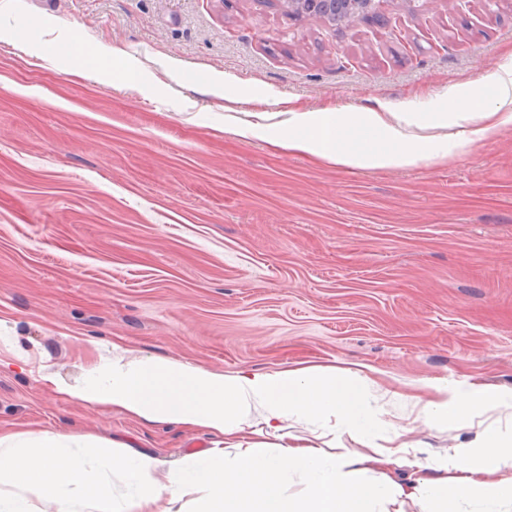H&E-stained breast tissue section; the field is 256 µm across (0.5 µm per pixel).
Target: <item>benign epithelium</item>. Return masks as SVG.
<instances>
[{
	"instance_id": "1",
	"label": "benign epithelium",
	"mask_w": 512,
	"mask_h": 512,
	"mask_svg": "<svg viewBox=\"0 0 512 512\" xmlns=\"http://www.w3.org/2000/svg\"><path fill=\"white\" fill-rule=\"evenodd\" d=\"M291 14L314 15L338 26L349 28L367 18L388 30L396 38L402 37L398 27L383 11L384 0H278Z\"/></svg>"
}]
</instances>
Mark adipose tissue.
I'll use <instances>...</instances> for the list:
<instances>
[{
  "instance_id": "ef3b65f1",
  "label": "adipose tissue",
  "mask_w": 512,
  "mask_h": 512,
  "mask_svg": "<svg viewBox=\"0 0 512 512\" xmlns=\"http://www.w3.org/2000/svg\"><path fill=\"white\" fill-rule=\"evenodd\" d=\"M68 54L84 59L90 80L109 74L118 89L137 86L136 67L118 46L68 40ZM512 127V64L499 72L492 91L449 88L438 109L420 111L416 103L398 109L378 103L371 109L344 107L225 113L224 129L244 143L264 142L318 163L358 169L444 163L461 142L476 143ZM359 373L348 369L297 367L270 373L242 372L226 377L166 360L128 363L115 358L90 370L78 385L61 386L69 398L91 406L119 409L149 422L201 426L220 438L253 427L250 401L265 409L261 435H277L284 417L332 416L339 434L356 447L328 454L307 444H291L276 455L239 446L229 464L216 448L187 465L162 469L152 453L117 444L102 450L91 437L51 431L0 434V512H31L23 489L53 488V512H79L86 499L97 512H172V503L196 497L199 512H375L398 496L416 500L421 512H457V503L481 495L483 512L512 507V432L487 430L474 441L450 449L433 461L431 477L403 488L387 469L406 453L405 429L392 430L393 447L381 446L386 423L362 402ZM512 404V391L489 393L475 385H433L425 404L428 420L468 423L476 408ZM380 469L379 478L357 481L358 471ZM122 472L134 493L116 504L108 477ZM304 481L301 497L275 493L288 473Z\"/></svg>"
}]
</instances>
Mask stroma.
<instances>
[{
	"label": "stroma",
	"mask_w": 512,
	"mask_h": 512,
	"mask_svg": "<svg viewBox=\"0 0 512 512\" xmlns=\"http://www.w3.org/2000/svg\"><path fill=\"white\" fill-rule=\"evenodd\" d=\"M405 34L331 28L276 0H0V431L125 443L165 465L209 451L200 427L147 424L65 398L104 359L209 372L363 368L365 405L407 428L401 486L512 407L429 423L445 380L512 390V127L448 162L355 169L224 133L212 72L239 110L270 87L300 105L439 104L490 88L512 49V0L387 6ZM50 27L23 29V20ZM124 48L141 87L80 78L70 32ZM186 88L164 86L163 61ZM334 419L287 417L256 453L299 441L335 453Z\"/></svg>",
	"instance_id": "stroma-1"
}]
</instances>
